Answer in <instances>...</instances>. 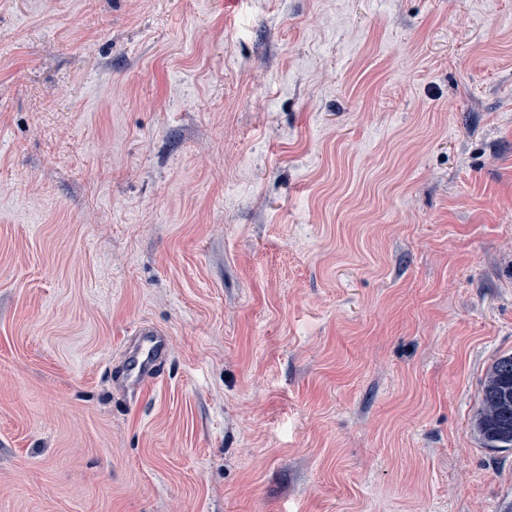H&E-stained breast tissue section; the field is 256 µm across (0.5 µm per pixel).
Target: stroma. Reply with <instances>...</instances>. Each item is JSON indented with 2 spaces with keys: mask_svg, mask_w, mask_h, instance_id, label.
I'll use <instances>...</instances> for the list:
<instances>
[{
  "mask_svg": "<svg viewBox=\"0 0 512 512\" xmlns=\"http://www.w3.org/2000/svg\"><path fill=\"white\" fill-rule=\"evenodd\" d=\"M506 352L512 0H0V512H512ZM128 355L112 365L113 383L133 400L141 398L166 371L170 358L169 333L157 327L140 324ZM470 425L484 448L512 450V353L488 367Z\"/></svg>",
  "mask_w": 512,
  "mask_h": 512,
  "instance_id": "35a3bbf8",
  "label": "stroma"
}]
</instances>
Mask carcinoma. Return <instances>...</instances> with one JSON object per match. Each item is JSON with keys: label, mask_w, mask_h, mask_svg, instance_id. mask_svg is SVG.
I'll return each instance as SVG.
<instances>
[{"label": "carcinoma", "mask_w": 512, "mask_h": 512, "mask_svg": "<svg viewBox=\"0 0 512 512\" xmlns=\"http://www.w3.org/2000/svg\"><path fill=\"white\" fill-rule=\"evenodd\" d=\"M471 428L484 447L512 450V353L488 367Z\"/></svg>", "instance_id": "carcinoma-1"}]
</instances>
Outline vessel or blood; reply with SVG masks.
<instances>
[{"label":"vessel or blood","mask_w":512,"mask_h":512,"mask_svg":"<svg viewBox=\"0 0 512 512\" xmlns=\"http://www.w3.org/2000/svg\"><path fill=\"white\" fill-rule=\"evenodd\" d=\"M128 355L112 365L114 382L133 400L141 398L166 371L170 338L166 330L146 324L133 334Z\"/></svg>","instance_id":"1"}]
</instances>
